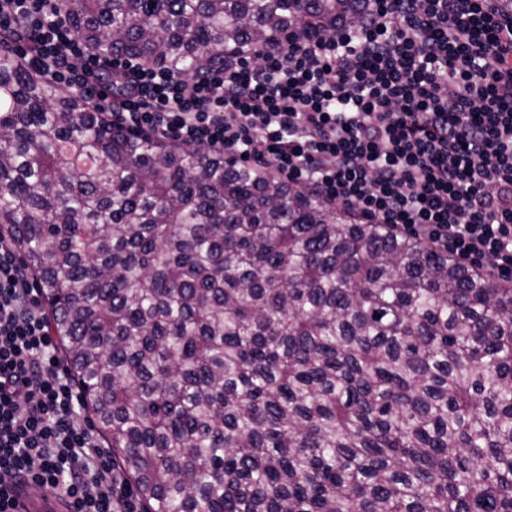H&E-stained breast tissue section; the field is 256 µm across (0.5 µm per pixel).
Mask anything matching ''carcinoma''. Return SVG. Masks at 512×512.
<instances>
[{
    "mask_svg": "<svg viewBox=\"0 0 512 512\" xmlns=\"http://www.w3.org/2000/svg\"><path fill=\"white\" fill-rule=\"evenodd\" d=\"M183 77L362 0H65ZM0 230L142 512H512V288L0 53Z\"/></svg>",
    "mask_w": 512,
    "mask_h": 512,
    "instance_id": "carcinoma-1",
    "label": "carcinoma"
}]
</instances>
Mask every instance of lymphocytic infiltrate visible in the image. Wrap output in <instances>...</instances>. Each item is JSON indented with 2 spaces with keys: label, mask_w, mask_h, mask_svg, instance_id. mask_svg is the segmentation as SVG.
<instances>
[{
  "label": "lymphocytic infiltrate",
  "mask_w": 512,
  "mask_h": 512,
  "mask_svg": "<svg viewBox=\"0 0 512 512\" xmlns=\"http://www.w3.org/2000/svg\"><path fill=\"white\" fill-rule=\"evenodd\" d=\"M497 0H366L360 24L196 78L87 53L59 0H0V34L113 125L243 156L512 284V17ZM0 233V512L35 485L68 512H140Z\"/></svg>",
  "instance_id": "1"
}]
</instances>
